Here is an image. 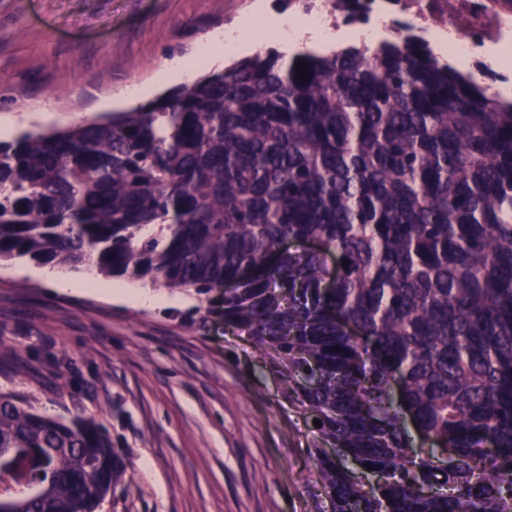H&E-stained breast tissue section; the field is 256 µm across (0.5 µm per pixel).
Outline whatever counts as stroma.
I'll return each mask as SVG.
<instances>
[{
    "mask_svg": "<svg viewBox=\"0 0 512 512\" xmlns=\"http://www.w3.org/2000/svg\"><path fill=\"white\" fill-rule=\"evenodd\" d=\"M255 0H0V123L68 127L132 105ZM39 262L0 261V393L95 418L123 461L97 512H318L300 409L222 294L136 309L60 293Z\"/></svg>",
    "mask_w": 512,
    "mask_h": 512,
    "instance_id": "35a3bbf8",
    "label": "stroma"
}]
</instances>
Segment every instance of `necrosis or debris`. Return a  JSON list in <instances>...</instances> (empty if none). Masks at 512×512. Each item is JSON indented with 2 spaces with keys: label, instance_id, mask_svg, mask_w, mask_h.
<instances>
[{
  "label": "necrosis or debris",
  "instance_id": "obj_1",
  "mask_svg": "<svg viewBox=\"0 0 512 512\" xmlns=\"http://www.w3.org/2000/svg\"><path fill=\"white\" fill-rule=\"evenodd\" d=\"M278 13L315 20L325 29L415 34L436 32L458 37L452 54H479L512 43V12L494 7L492 0H271Z\"/></svg>",
  "mask_w": 512,
  "mask_h": 512
}]
</instances>
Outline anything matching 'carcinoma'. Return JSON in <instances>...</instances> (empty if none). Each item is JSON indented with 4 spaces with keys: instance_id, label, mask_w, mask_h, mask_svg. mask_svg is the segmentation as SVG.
I'll list each match as a JSON object with an SVG mask.
<instances>
[{
    "instance_id": "1",
    "label": "carcinoma",
    "mask_w": 512,
    "mask_h": 512,
    "mask_svg": "<svg viewBox=\"0 0 512 512\" xmlns=\"http://www.w3.org/2000/svg\"><path fill=\"white\" fill-rule=\"evenodd\" d=\"M23 257L237 284L224 328L305 416L330 512H512V99L424 38L269 47L0 141V260ZM122 474L94 420L0 394V512H95Z\"/></svg>"
}]
</instances>
